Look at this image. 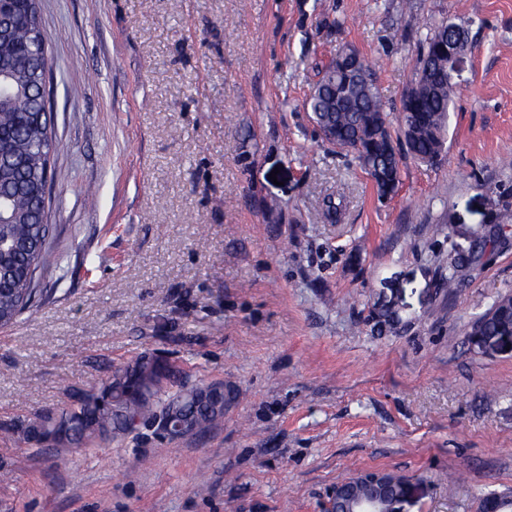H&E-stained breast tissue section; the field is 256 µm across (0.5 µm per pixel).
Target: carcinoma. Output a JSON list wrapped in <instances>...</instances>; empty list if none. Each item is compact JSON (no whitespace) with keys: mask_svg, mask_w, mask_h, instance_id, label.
Instances as JSON below:
<instances>
[{"mask_svg":"<svg viewBox=\"0 0 512 512\" xmlns=\"http://www.w3.org/2000/svg\"><path fill=\"white\" fill-rule=\"evenodd\" d=\"M0 13L17 23L13 38L0 41V328H8L35 307L36 276L56 262L50 242L53 225L43 222L44 186L52 180L50 155L59 147L52 113L41 111L32 65L39 46L28 33L38 18L36 0H0ZM345 44L320 71L306 99L313 121L329 132L328 142L353 151L373 180L378 198L392 196L400 181L401 157L389 130L373 71L362 64L367 78L352 79ZM448 25L429 28L420 44L413 97H403L397 121L407 154L434 164L442 153L448 130L454 83L448 78ZM512 295L498 298L483 314L487 333H512ZM176 379L164 358L143 355L104 383L82 393L75 403L39 412L23 427L26 439L57 450L65 466V451L134 430L157 417L172 425L184 423L197 432L224 418V387L181 391L159 401L162 384Z\"/></svg>","mask_w":512,"mask_h":512,"instance_id":"obj_1","label":"carcinoma"}]
</instances>
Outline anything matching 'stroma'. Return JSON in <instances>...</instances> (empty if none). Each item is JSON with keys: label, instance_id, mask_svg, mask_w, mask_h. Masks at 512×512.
Returning a JSON list of instances; mask_svg holds the SVG:
<instances>
[{"label": "stroma", "instance_id": "35a3bbf8", "mask_svg": "<svg viewBox=\"0 0 512 512\" xmlns=\"http://www.w3.org/2000/svg\"><path fill=\"white\" fill-rule=\"evenodd\" d=\"M62 143L57 267L0 329V512H324L339 477L405 478L404 512H478L512 490V350L469 349L512 295V0H39ZM345 30H337V22ZM465 24L437 164L379 199L305 100L335 49L399 108L429 26ZM342 192L340 223L321 212ZM479 253L448 292V248ZM389 306L391 330L374 318ZM155 354L166 395L224 383L213 429L105 443L22 424Z\"/></svg>", "mask_w": 512, "mask_h": 512}]
</instances>
